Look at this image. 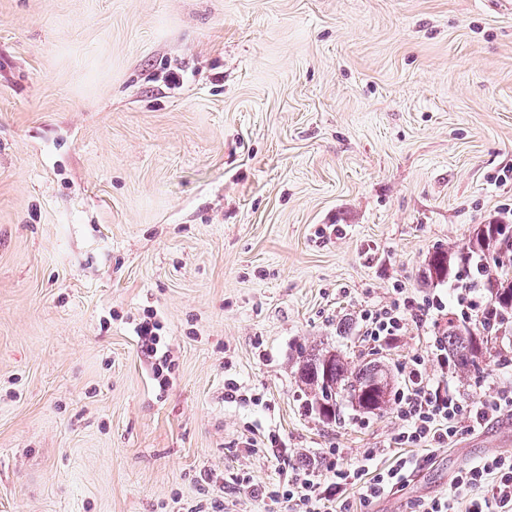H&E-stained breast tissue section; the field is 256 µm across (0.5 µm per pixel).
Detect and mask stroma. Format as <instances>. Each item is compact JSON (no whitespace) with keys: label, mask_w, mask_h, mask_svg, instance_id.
Instances as JSON below:
<instances>
[{"label":"stroma","mask_w":512,"mask_h":512,"mask_svg":"<svg viewBox=\"0 0 512 512\" xmlns=\"http://www.w3.org/2000/svg\"><path fill=\"white\" fill-rule=\"evenodd\" d=\"M496 220L512 9L492 0H0V512H285L256 494L272 435L297 466L391 465L395 405L325 423L295 363L335 346L397 389L411 357L436 374L433 322L376 345L361 314L401 288L473 319L422 272ZM450 381L478 402L512 366ZM508 451L504 420L462 431L348 512H409ZM161 329L153 314L146 316L135 327L136 336L142 342V350L149 357H156L161 337Z\"/></svg>","instance_id":"stroma-1"}]
</instances>
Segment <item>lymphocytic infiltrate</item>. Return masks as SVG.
I'll list each match as a JSON object with an SVG mask.
<instances>
[{
	"label": "lymphocytic infiltrate",
	"instance_id": "obj_1",
	"mask_svg": "<svg viewBox=\"0 0 512 512\" xmlns=\"http://www.w3.org/2000/svg\"><path fill=\"white\" fill-rule=\"evenodd\" d=\"M444 309L436 297L421 304L407 297L397 298L364 311L363 334L374 343L387 341L403 335L411 325L438 320ZM403 372L407 386L395 398L403 426L394 436V444L441 449L462 430L477 431L503 411L512 410V387L500 388L490 399L469 404L457 396L448 377H426L420 357L407 361ZM378 455L373 449L348 466L331 464L326 477L314 466L299 468L282 463L279 473L283 489L269 491L268 497L286 500L291 512H334V504L354 492L360 505L366 507L394 488L408 485L425 464L424 458L405 456L382 468L377 464ZM412 512H512V454L490 453L461 468L449 495L416 500Z\"/></svg>",
	"mask_w": 512,
	"mask_h": 512
}]
</instances>
